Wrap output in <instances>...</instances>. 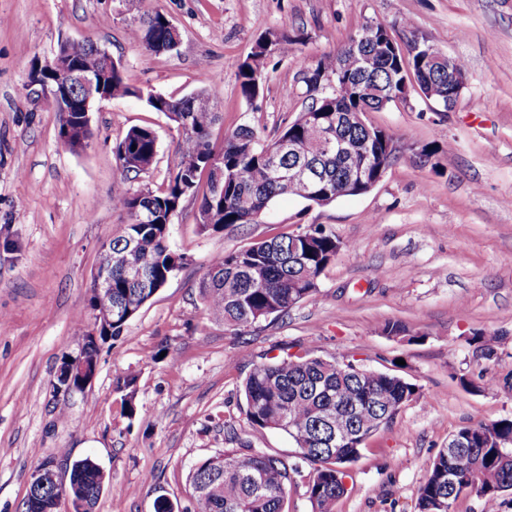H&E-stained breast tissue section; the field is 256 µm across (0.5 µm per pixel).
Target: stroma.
<instances>
[{
    "mask_svg": "<svg viewBox=\"0 0 512 512\" xmlns=\"http://www.w3.org/2000/svg\"><path fill=\"white\" fill-rule=\"evenodd\" d=\"M155 9L179 29L178 53L131 40L130 28ZM1 17L0 512H21L42 460L62 467L84 457L108 477L95 512H155L161 494L177 512H196L193 467L248 449L299 462L286 512H311V465L286 433L255 428L244 412L251 363L274 357L344 358L415 387L346 464L335 512H415L453 432L512 418V0H0ZM362 18L412 21L418 37L464 60L455 107L414 93L367 113L397 152L363 195L325 206L284 195L257 223L217 232L201 230L197 200L185 199L171 238L185 265L104 345L92 384L58 393V366L81 348L76 316L89 311L100 247L130 220L112 205L113 149L131 127L152 128L157 156L130 187L155 190L178 163L181 137L145 101L115 98L92 112L87 146L69 150L59 113L28 94L32 64L63 40L89 39L143 92L206 91L222 114L216 138L244 124L263 137L299 109L289 90L302 71L343 46ZM271 30L305 40L269 59L249 102L237 66ZM317 224L342 247L312 299L239 334L208 317L198 284L214 255ZM390 322L405 334H384ZM477 332L493 338L492 356L472 344ZM126 376L136 379L131 419L115 389Z\"/></svg>",
    "mask_w": 512,
    "mask_h": 512,
    "instance_id": "1",
    "label": "stroma"
}]
</instances>
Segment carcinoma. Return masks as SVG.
<instances>
[{
	"instance_id": "obj_1",
	"label": "carcinoma",
	"mask_w": 512,
	"mask_h": 512,
	"mask_svg": "<svg viewBox=\"0 0 512 512\" xmlns=\"http://www.w3.org/2000/svg\"><path fill=\"white\" fill-rule=\"evenodd\" d=\"M169 19L160 10L145 15L131 29L133 41L152 54L171 53ZM367 20H359L347 43L334 53L320 56L308 69L334 76L338 91L320 94L306 77H301L300 109L290 123L262 143L256 130L242 125L224 135V144L215 150L214 128L220 115L209 96L199 91L194 97H147L156 111H176L187 119L180 132V159L166 187L159 191H131V174L148 170L157 154L158 137L150 127H132L115 146L119 176L112 189L113 206L126 211L131 222L113 237L112 245V324L101 330L102 343L122 335L128 322L137 316L146 301L162 287L183 256L171 246V226L177 217L185 189L201 196L198 223L204 230L218 231L226 226L253 224L256 216L282 195L302 197L299 186L287 187L271 177L267 155L276 150L279 139L293 136L307 146L301 154L283 153L278 162L284 168L305 164L315 174L316 187L332 202L359 196L362 188L349 182L348 163L334 155L325 156L312 146L313 122H334L338 112H375L393 104L392 95L411 87L420 96L448 104L454 89L453 72L464 73L461 59L445 53L432 36L399 47L396 29L384 25L385 45L363 41L360 32ZM276 41L258 40L251 54L238 65L241 95L254 101L262 89L263 71L274 55L288 54V46L298 38L270 31ZM72 61L95 69L100 60L93 43L67 41L59 46ZM103 93L115 97L140 96V91L124 80L121 64L112 65L105 77ZM87 126L70 112L61 118L60 143L70 149L87 137ZM338 135L350 142L355 153L370 160L369 178L378 168L389 166L395 155L384 150L379 135L370 125L341 126ZM341 242L320 227L297 234L255 242L229 254L214 256L199 283V294L209 317L238 333L269 318L288 315L295 305L311 299L318 280L335 260ZM136 379L117 381L124 392L123 414H136ZM243 390L245 414L261 429L288 434L300 449L302 458L314 465L308 492L312 512H333L334 504L345 493L341 467L355 461L366 440L373 435L360 418L373 415L386 425L415 394L413 385L403 379L379 373L367 377L351 364L334 357L285 358L251 364ZM347 417L345 442L329 443L328 420ZM484 428L464 426L450 438L461 441L456 454L443 448L435 457L429 474L419 489L416 512H438L436 503L457 500L474 493L485 501L486 512H497L501 493L512 491V419L492 423L491 438ZM454 483L448 484V470ZM299 473L298 466L263 452H223L201 461L191 473L197 512H283L288 489ZM103 486L98 480V464L87 457L73 462L67 484L39 489L37 495L50 502L77 496L89 508L96 507Z\"/></svg>"
}]
</instances>
